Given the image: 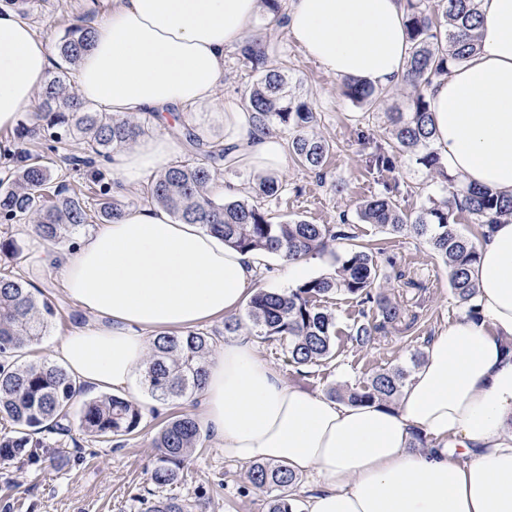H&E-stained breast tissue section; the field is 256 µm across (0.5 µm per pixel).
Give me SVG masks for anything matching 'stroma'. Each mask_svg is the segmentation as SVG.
I'll list each match as a JSON object with an SVG mask.
<instances>
[{"label": "stroma", "mask_w": 512, "mask_h": 512, "mask_svg": "<svg viewBox=\"0 0 512 512\" xmlns=\"http://www.w3.org/2000/svg\"><path fill=\"white\" fill-rule=\"evenodd\" d=\"M111 11L112 0H29L23 17L55 44L71 26L97 24ZM246 39L261 43L273 63L284 64L301 88L315 92V131L333 146L320 171L291 163L278 172L287 192L268 206L274 221L298 216L316 224H336L347 219L355 225L359 242L382 247L393 260L388 279L380 283L382 291L402 307L419 310L411 329L380 331L371 347L359 349L347 338L357 308L351 300L338 296L329 303L336 317L331 361L304 377L289 365L281 341L260 338L256 345L261 358L289 384L320 394L362 383L383 369L410 366L413 356L423 354L438 331L459 318L464 308L450 290L447 268L423 238L379 232L374 225L360 223L356 209L361 199L379 190L364 161L373 143L385 134L387 113L407 110L412 86L405 83L386 91L381 107L369 111L343 96L341 79L326 74L310 59L287 36L275 13L261 15ZM386 179L412 187V194L397 198L398 206L408 213L417 211L427 197L441 194L439 183L430 181L407 154L398 158ZM13 231L27 254L20 273L38 298L50 300L58 310L46 336L31 352L32 359L48 360L59 339L90 322L91 316L64 291L57 270L43 266L44 247L33 240L29 225H14ZM119 394L143 410L141 430L134 439L115 448L91 440L76 427L61 437L62 456L55 464L37 468L16 459L0 460V512H139L140 498L153 488L150 471L157 454L153 442L160 420L172 413L198 416L202 406L197 398L156 402L140 376ZM201 444L185 465L181 480L164 488V495L186 500L193 512H268V497L249 484L245 466L225 460L223 448L211 435L202 434Z\"/></svg>", "instance_id": "stroma-1"}]
</instances>
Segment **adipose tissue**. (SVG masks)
<instances>
[{
    "label": "adipose tissue",
    "mask_w": 512,
    "mask_h": 512,
    "mask_svg": "<svg viewBox=\"0 0 512 512\" xmlns=\"http://www.w3.org/2000/svg\"><path fill=\"white\" fill-rule=\"evenodd\" d=\"M476 3V51L424 89L432 146L459 184L512 198V0ZM264 10V0H113L77 67V92L120 116L223 110L233 165L274 174L288 162L283 141L217 96L227 50ZM283 26L327 74L378 89L407 79L403 0H293ZM51 65L46 37L0 7V129L16 125ZM176 153L159 130L120 153L113 173L136 187ZM49 261L93 317L60 339L54 358L77 384L122 387L157 334L234 313L260 258L154 205L126 211ZM471 277L477 317L439 330L395 405L294 387L236 336L206 362L205 428L225 458L314 474L320 489L306 512H512V221L492 225ZM418 434L429 448H413Z\"/></svg>",
    "instance_id": "ef3b65f1"
}]
</instances>
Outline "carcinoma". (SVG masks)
<instances>
[{"label": "carcinoma", "mask_w": 512, "mask_h": 512, "mask_svg": "<svg viewBox=\"0 0 512 512\" xmlns=\"http://www.w3.org/2000/svg\"><path fill=\"white\" fill-rule=\"evenodd\" d=\"M405 6L410 40L408 83L415 95L409 111L387 113L388 138L375 145L367 167L383 174L395 167L399 155L410 153L428 178L440 181L444 196H429L417 212L407 213L396 203L399 186L385 183L383 190L361 203L357 217L387 234L409 232L424 238L448 267L453 295L473 317L476 286L470 270L479 253L474 242L454 228L457 212H468L485 227L503 218L512 219V198L458 185L448 178L431 144L433 127L423 88L476 51L475 0H434L432 6L429 0H405ZM92 47V28H71L58 46L59 58L75 66ZM239 55L244 66L257 74L256 83L244 95L246 108L255 114L256 128L264 132L277 126L287 131L288 151L295 163L308 170L322 168L332 145L313 132L317 123L313 94L297 91L287 71L273 64L259 44L243 45ZM342 94L370 108L377 107L381 99L380 91L353 78L346 79ZM143 133L139 122L108 112H90L61 80L49 81L39 112L32 123L17 126L15 138L21 143L44 140L50 152L58 143L80 140L84 155L70 157L66 164L77 172L83 167L91 171L84 182L71 185L54 179L49 157L41 153L22 149L9 156V176L0 179V224L4 226L0 230V261L18 267L26 260L12 231V224L22 220L33 224V237L43 244L60 243L90 223L119 221L125 205L110 196L105 174L93 165L97 158L111 161L112 153L135 143ZM176 135L189 156L149 179L140 189L143 201L163 207L179 223L200 225L241 252L291 260L320 253L333 241L348 244L334 254L333 275L310 279L287 291L260 288L247 303L246 324L264 339L282 341L288 362L297 372L306 376L334 356L336 319L325 303L337 295L358 306L359 320L353 323L350 339L359 348L371 346L379 330L405 321V310L376 291L382 263L372 248L355 242L354 225L314 224L304 219L272 222L266 203L284 191L275 177L258 181L247 199L214 194L217 173L228 164L224 140L204 138L185 124L176 129ZM374 310L380 316L377 324L369 319ZM56 314L51 302L35 297L29 283L6 267L0 269V421L10 424L0 431V459L41 463L56 453L50 436L68 435L74 417L84 434L98 442L123 444L140 430L143 413L135 403L106 394L77 407L79 391L64 368L47 360L22 361L24 350L46 335ZM213 347L212 337L200 331L155 337L144 369L150 396L168 402L198 395ZM410 376L411 371L403 366L380 370L354 386L334 387L329 394L352 404H391ZM199 438L200 424L191 414L163 423L154 439L157 459L150 472L156 488L180 480ZM247 478L254 489L271 495L269 512H299L293 498L299 477L288 466L256 462L248 467ZM140 512H192V508L178 498L153 493L140 499Z\"/></svg>", "instance_id": "1"}]
</instances>
